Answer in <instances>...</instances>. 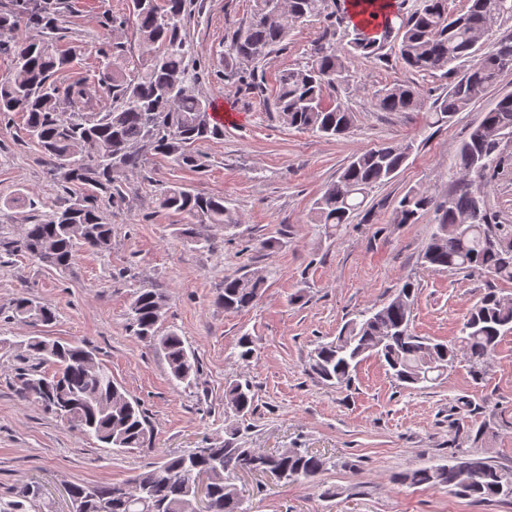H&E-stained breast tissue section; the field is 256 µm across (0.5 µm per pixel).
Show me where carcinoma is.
Here are the masks:
<instances>
[{"instance_id": "cac0c4a2", "label": "carcinoma", "mask_w": 512, "mask_h": 512, "mask_svg": "<svg viewBox=\"0 0 512 512\" xmlns=\"http://www.w3.org/2000/svg\"><path fill=\"white\" fill-rule=\"evenodd\" d=\"M192 0H130V12L147 55L126 73L122 45L112 44V62L99 74L98 84L112 92V108L97 111L96 88L78 83L66 97L74 111L59 105L55 74L68 69L73 55L60 50L54 37L56 8L48 0H15L13 9L0 13V54L14 59L12 70L0 77V120L14 113L26 117V131L40 147L51 171L80 191L65 205L39 213L41 201L34 193L17 191L0 199L8 208L36 212L34 222L23 224L14 237L3 234L0 247L25 253L60 269L70 267L82 248L105 249L112 243V223L103 207L112 205L120 191L116 176L145 167L149 157H172L190 170L205 168L202 155L192 149L197 142L217 138L224 129L209 116L211 103L191 90L202 68L190 65L192 46L185 21ZM368 23L352 25L347 49L323 42L316 45L311 62L285 69L277 78L274 107L291 128L326 137L350 131L356 114L342 99L324 103L328 89L349 88L346 54L380 58L392 34L399 43L396 56L406 68L423 73L440 72L450 78L448 93L434 102V112L449 118L484 94L506 72H512V36L486 46L479 37L512 20V0H468L459 14L448 11V0H415L407 11H369ZM317 20L336 33L345 25L336 0H288L274 14L268 0H252L248 20L232 34L229 55L253 65L246 85L259 87L255 69L290 33L304 22ZM375 106L384 112H414L420 94L410 85H385L374 94ZM504 139L512 140V96L500 99L459 147L454 164L458 178L442 199L418 190L398 202L395 224H414L426 212L434 213L436 227L422 254L423 265L485 275L512 281V224H496L485 200L494 153ZM412 144H385L359 151L312 204V221L327 232L350 223L372 190L392 179L408 159ZM157 206L186 215L182 235L194 239L197 229L239 224L233 208L222 196L203 197L180 185L157 195ZM260 276L224 278L218 300L224 311L236 313L252 307L262 296ZM415 284L407 280L381 307L347 321L336 339L321 343L309 361V370L321 380L342 386L367 357L375 356L405 387L435 382L447 371L456 350L415 335L411 330ZM165 299L152 288H140L130 305L134 335L160 349L171 375L191 384L197 366L181 336L171 331L159 335ZM20 321L50 323L55 314L41 302L21 295L13 300ZM512 333V296L489 288L471 309L462 328V348L472 377L484 378L490 355L501 338ZM17 347L33 364L20 374V393L72 428L115 448H143L150 444L152 426L141 405L127 396L112 376L98 364L95 354L76 343H61L43 336H28ZM237 358L250 362L255 353L252 337L237 343ZM48 364L52 373L42 370ZM227 407L245 416L254 409L255 394L247 382L226 386ZM235 433L207 448L167 455L152 469L123 483L72 484L68 488L74 512H195L190 478H208L207 512H248L233 483L239 470L254 465L285 483L311 482L326 470L328 460L307 448H290L274 455L246 457L235 447ZM396 480L411 486L443 488L475 502L512 503V469H502L478 454H467L448 465L423 467L400 474Z\"/></svg>"}]
</instances>
